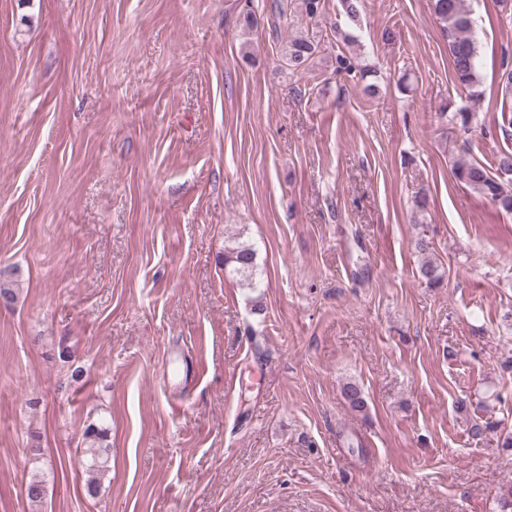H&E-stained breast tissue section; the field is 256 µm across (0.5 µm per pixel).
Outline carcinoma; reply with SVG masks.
<instances>
[{"label":"carcinoma","mask_w":512,"mask_h":512,"mask_svg":"<svg viewBox=\"0 0 512 512\" xmlns=\"http://www.w3.org/2000/svg\"><path fill=\"white\" fill-rule=\"evenodd\" d=\"M324 7V0H298L296 4L293 0H274L271 5L274 27H279L281 23L288 24V16L297 10L310 18L319 17ZM433 9L448 38L454 80L457 86L467 92L468 102L471 103V106H463L454 112L451 120L466 128L473 119L471 107L478 104L482 97L478 75L479 46L472 35V22L463 0H433ZM318 49L319 42L315 37L300 35L282 43L280 60L291 73H301L307 69ZM452 175L457 182L489 200L500 210L512 213V152L502 151L496 155L492 170L478 161L462 159L453 166ZM222 263L228 273L247 280L248 286L261 287L257 280L258 267L253 245L238 243L225 249ZM14 275L13 270H0V300L7 308L18 300ZM419 275L430 287L439 285L443 280V273L430 261L421 263ZM343 395L353 411L365 410L367 402L358 384L346 383ZM499 425V421L475 420L471 426V436L479 439L486 433H495L499 430ZM83 442L87 443V448L83 449L78 463L87 475V493L94 496L99 493L101 484L110 471V428L106 419L90 422L84 430ZM25 492L31 504L41 505L46 496L44 476L40 473L32 474Z\"/></svg>","instance_id":"1"}]
</instances>
